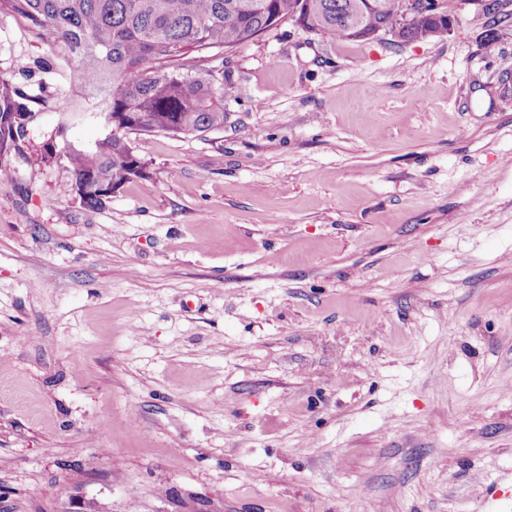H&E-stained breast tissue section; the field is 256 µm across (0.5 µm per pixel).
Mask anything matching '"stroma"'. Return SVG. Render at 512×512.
<instances>
[{
	"mask_svg": "<svg viewBox=\"0 0 512 512\" xmlns=\"http://www.w3.org/2000/svg\"><path fill=\"white\" fill-rule=\"evenodd\" d=\"M223 62L222 129L108 131L74 63L0 6L35 118L0 157V512H485L512 502V23Z\"/></svg>",
	"mask_w": 512,
	"mask_h": 512,
	"instance_id": "35a3bbf8",
	"label": "stroma"
}]
</instances>
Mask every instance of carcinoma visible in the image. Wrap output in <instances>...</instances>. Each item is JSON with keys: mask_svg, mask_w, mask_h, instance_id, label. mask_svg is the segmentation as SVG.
I'll use <instances>...</instances> for the list:
<instances>
[{"mask_svg": "<svg viewBox=\"0 0 512 512\" xmlns=\"http://www.w3.org/2000/svg\"><path fill=\"white\" fill-rule=\"evenodd\" d=\"M45 30L76 64V93H103L111 126L136 118L157 133L224 127V98L234 94L223 68L208 61L303 17L318 35L360 42L354 33L398 23L397 0H4ZM26 96L0 79V149L25 136ZM137 152L107 133L67 159L71 190L101 209L112 183L139 177Z\"/></svg>", "mask_w": 512, "mask_h": 512, "instance_id": "cac0c4a2", "label": "carcinoma"}]
</instances>
